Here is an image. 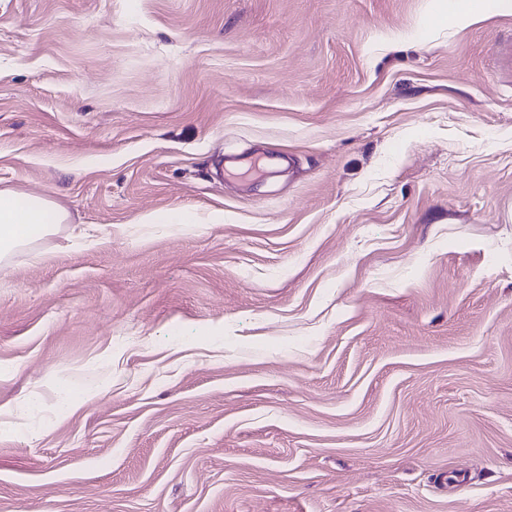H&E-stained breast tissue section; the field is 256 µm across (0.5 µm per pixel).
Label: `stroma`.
Returning <instances> with one entry per match:
<instances>
[{"label": "stroma", "mask_w": 512, "mask_h": 512, "mask_svg": "<svg viewBox=\"0 0 512 512\" xmlns=\"http://www.w3.org/2000/svg\"><path fill=\"white\" fill-rule=\"evenodd\" d=\"M437 3L0 0V187L70 214L0 512H512V0ZM463 1V4H460ZM485 0H448L447 19L458 28H465L486 15Z\"/></svg>", "instance_id": "1"}]
</instances>
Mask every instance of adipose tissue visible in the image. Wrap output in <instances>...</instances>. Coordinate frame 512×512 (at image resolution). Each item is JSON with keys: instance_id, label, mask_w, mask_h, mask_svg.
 Segmentation results:
<instances>
[{"instance_id": "adipose-tissue-1", "label": "adipose tissue", "mask_w": 512, "mask_h": 512, "mask_svg": "<svg viewBox=\"0 0 512 512\" xmlns=\"http://www.w3.org/2000/svg\"><path fill=\"white\" fill-rule=\"evenodd\" d=\"M68 220V212L49 198L0 189V268L18 250Z\"/></svg>"}]
</instances>
